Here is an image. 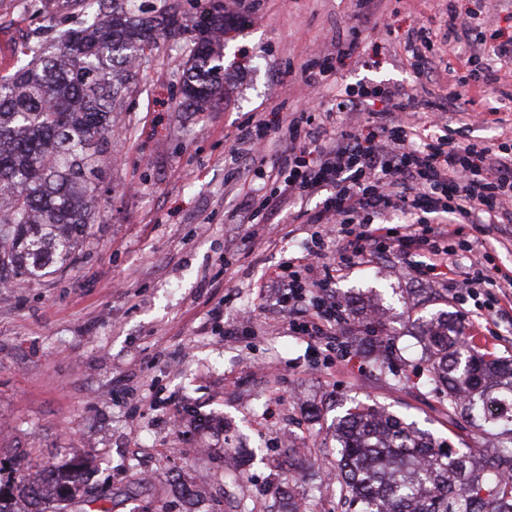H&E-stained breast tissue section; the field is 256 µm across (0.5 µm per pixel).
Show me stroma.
I'll list each match as a JSON object with an SVG mask.
<instances>
[{"instance_id":"35a3bbf8","label":"stroma","mask_w":512,"mask_h":512,"mask_svg":"<svg viewBox=\"0 0 512 512\" xmlns=\"http://www.w3.org/2000/svg\"><path fill=\"white\" fill-rule=\"evenodd\" d=\"M452 8L485 58L512 38V0H376L358 48L312 96L301 67L333 54L332 37L350 38L357 0H244L224 27V95L207 112L180 105L192 32L159 39L112 116L100 221L76 260L0 289V481L79 460L93 500L69 512H282L290 486L313 512H350L329 474V426L352 401L386 405L451 448L478 447L442 414L415 335L422 320L447 313L482 351L512 359V214L461 228L462 240L492 255L502 295L487 320L453 300L455 281L418 274L430 261L422 248L352 266L328 249L316 275L337 304L358 298L379 309L375 334L390 339L382 371L368 346L349 343L363 332L356 318L345 317L327 346L292 335L269 283L314 227L289 224L284 210L275 224L239 223V202L270 196L274 183L237 179L229 154L248 118L326 112L362 86L444 99L460 66L458 44L445 37ZM84 19L79 0H0V77L24 63L22 48ZM420 26L437 57L418 77L405 43ZM494 61L499 121L483 126L448 110L461 144L512 147V64ZM245 310L252 321L223 335Z\"/></svg>"}]
</instances>
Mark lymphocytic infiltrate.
<instances>
[{
    "label": "lymphocytic infiltrate",
    "mask_w": 512,
    "mask_h": 512,
    "mask_svg": "<svg viewBox=\"0 0 512 512\" xmlns=\"http://www.w3.org/2000/svg\"><path fill=\"white\" fill-rule=\"evenodd\" d=\"M413 95L398 87H374L349 93L338 111L340 129L327 130L315 113L303 111L286 120V147L271 170L281 199L324 195L318 216L322 229L311 240L307 259L319 260L332 241V225H343L390 210L422 211L392 233L375 227L343 238L341 253L359 260L382 246L407 254L415 245L436 241L430 266L458 276L461 297L481 298L493 309L494 294L480 296L477 287L489 281L490 255L469 243V263L459 266L448 248L464 224H487L495 209L512 204V152L460 145L449 137L424 140L403 113L420 108ZM371 122H362L364 113ZM272 284L282 288L280 307L294 334L318 341L331 336L344 318L343 309L326 302L320 284L303 279L281 265Z\"/></svg>",
    "instance_id": "1"
}]
</instances>
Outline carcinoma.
<instances>
[{"label": "carcinoma", "instance_id": "obj_1", "mask_svg": "<svg viewBox=\"0 0 512 512\" xmlns=\"http://www.w3.org/2000/svg\"><path fill=\"white\" fill-rule=\"evenodd\" d=\"M224 0H207L187 24L184 0H87L86 25L31 51L0 78V281H37L72 264L99 214L96 181L112 152V113L135 88L133 69L162 36L188 29L182 106L212 109L224 91ZM428 381L448 423L469 424L489 448H442L416 423L380 404H360L333 424L336 489L353 512H512V360L462 341L459 323L422 322ZM496 412L487 415L486 406ZM82 463L41 468L37 482L0 485L6 501L39 499L37 512H67Z\"/></svg>", "mask_w": 512, "mask_h": 512}]
</instances>
